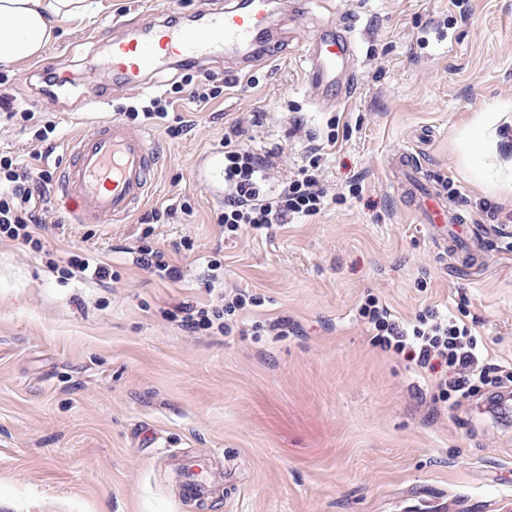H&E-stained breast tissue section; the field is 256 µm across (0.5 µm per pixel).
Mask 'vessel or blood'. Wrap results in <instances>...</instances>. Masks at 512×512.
Listing matches in <instances>:
<instances>
[{"mask_svg": "<svg viewBox=\"0 0 512 512\" xmlns=\"http://www.w3.org/2000/svg\"><path fill=\"white\" fill-rule=\"evenodd\" d=\"M198 26L164 23L150 27L136 37L113 38L106 64L115 82L123 83L150 73L167 70L177 57L187 63L205 65L212 61L253 53L260 48L268 29L267 0H233L224 9H204ZM355 51L351 32L318 33L306 44L303 59L312 87L318 95L334 93L337 87L352 90L357 81L350 61ZM68 160L57 180V201L79 222L120 224L149 195L156 154L146 133L130 130L116 117L99 120L68 143ZM402 185L418 203L424 222L466 231L477 237V227H465L462 215L436 195L422 193L408 180L416 165L413 154L396 155L391 162ZM208 462L192 460L182 483L181 498L199 501L210 492L202 474Z\"/></svg>", "mask_w": 512, "mask_h": 512, "instance_id": "obj_1", "label": "vessel or blood"}]
</instances>
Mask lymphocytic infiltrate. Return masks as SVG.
Here are the masks:
<instances>
[{"instance_id": "f902f5d3", "label": "lymphocytic infiltrate", "mask_w": 512, "mask_h": 512, "mask_svg": "<svg viewBox=\"0 0 512 512\" xmlns=\"http://www.w3.org/2000/svg\"><path fill=\"white\" fill-rule=\"evenodd\" d=\"M40 159L36 153L30 163L24 164L13 157L0 156V176L8 184L6 190L0 191V236L35 251L44 248L35 234L43 222L37 212L36 191L40 182L51 178L50 172L37 168ZM282 165L281 153L259 154L225 139L224 210L217 218L225 233H236L246 224L256 229L288 224L320 212L327 191L315 170L301 171L288 180L276 199H269L264 188L276 178ZM255 302L253 295L241 290L220 291L214 304L199 309L185 306L182 325L192 332L220 333L226 316ZM358 315L367 325L373 344L382 350L402 356L420 368L428 367L433 360H444L454 375L441 381L440 387L450 390L454 398L469 397L480 385L501 388L512 383V372L492 375L483 362L485 346L481 337L453 316L431 311L404 322L376 298L367 299Z\"/></svg>"}]
</instances>
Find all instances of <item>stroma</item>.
<instances>
[{"mask_svg": "<svg viewBox=\"0 0 512 512\" xmlns=\"http://www.w3.org/2000/svg\"><path fill=\"white\" fill-rule=\"evenodd\" d=\"M209 1L224 4L90 0L40 57L0 69V97L54 127L42 168L57 171L85 125L175 79L114 83L89 34L117 17L186 19ZM278 25L289 42L271 62L191 69L193 85L221 94L205 104L176 95L169 118L181 137L146 124L158 177L126 223H79L50 186L38 202L44 251L0 240V512H512V411L487 386L442 401L444 365L417 372L355 318L370 296L404 320L448 311L483 337L490 363L512 367V0H305ZM345 25L357 87L317 101L302 48ZM49 68L68 79L54 97L42 92ZM244 112L258 121L241 145L283 149L282 177L321 146L334 199L228 238L199 172ZM296 121L307 141L289 137ZM414 149L419 188L481 228L477 252L435 243L396 188L390 160ZM182 202L191 212L145 223ZM144 241L179 281L135 264ZM81 250L111 265L112 282L60 277ZM213 259L225 287L261 303L227 317L224 335L192 334L168 315L209 304ZM276 318L294 333L249 335ZM189 454L211 457L229 490L184 504L175 473Z\"/></svg>", "mask_w": 512, "mask_h": 512, "instance_id": "stroma-1", "label": "stroma"}]
</instances>
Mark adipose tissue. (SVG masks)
I'll list each match as a JSON object with an SVG mask.
<instances>
[{
    "instance_id": "ef3b65f1",
    "label": "adipose tissue",
    "mask_w": 512,
    "mask_h": 512,
    "mask_svg": "<svg viewBox=\"0 0 512 512\" xmlns=\"http://www.w3.org/2000/svg\"><path fill=\"white\" fill-rule=\"evenodd\" d=\"M88 11L87 0H0V66L40 57L61 26Z\"/></svg>"
}]
</instances>
